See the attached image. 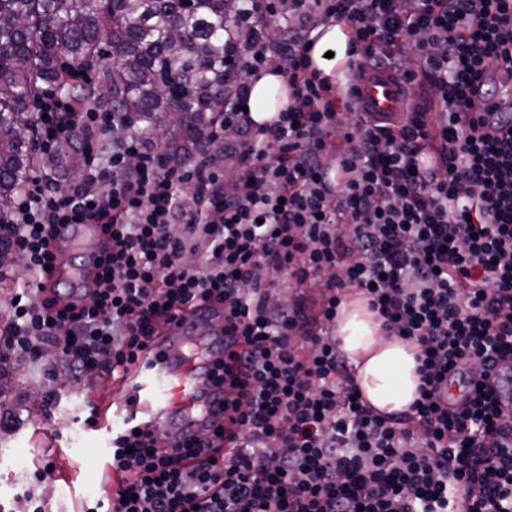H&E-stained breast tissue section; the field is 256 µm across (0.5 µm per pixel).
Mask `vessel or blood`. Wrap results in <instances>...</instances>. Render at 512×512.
<instances>
[{
	"label": "vessel or blood",
	"mask_w": 512,
	"mask_h": 512,
	"mask_svg": "<svg viewBox=\"0 0 512 512\" xmlns=\"http://www.w3.org/2000/svg\"><path fill=\"white\" fill-rule=\"evenodd\" d=\"M357 109L385 120L398 119L406 109L407 91L399 73L359 60L354 64ZM495 84L498 111L512 112V73L501 68L490 76ZM93 240V251L82 244ZM112 240L99 224H69L51 243L55 252H77V265L50 266L41 284L53 288L66 284L65 303L81 306L83 296L96 285L99 258L110 252ZM224 353V338L209 317L183 311L163 326L149 355L123 377L114 380L112 398L93 404L100 430L113 433L131 426H151L167 444H180L186 435L201 432L224 405L223 392L214 389L210 371L215 357Z\"/></svg>",
	"instance_id": "b4317fda"
}]
</instances>
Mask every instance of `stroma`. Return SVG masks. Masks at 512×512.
<instances>
[{"mask_svg":"<svg viewBox=\"0 0 512 512\" xmlns=\"http://www.w3.org/2000/svg\"><path fill=\"white\" fill-rule=\"evenodd\" d=\"M35 391H52L56 397L35 405ZM111 394V382L92 375L75 385L62 367L52 375L26 363L11 367L0 396V512H24L20 495L27 488L48 512H85L94 506L103 493L108 442L88 422L84 407ZM16 455L29 460L28 470L11 466ZM48 459L54 469H44Z\"/></svg>","mask_w":512,"mask_h":512,"instance_id":"1","label":"stroma"}]
</instances>
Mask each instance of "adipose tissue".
Segmentation results:
<instances>
[{
    "mask_svg": "<svg viewBox=\"0 0 512 512\" xmlns=\"http://www.w3.org/2000/svg\"><path fill=\"white\" fill-rule=\"evenodd\" d=\"M313 38L312 65L322 74L333 75L347 64L350 37L345 23L320 27ZM288 100V85L277 68L261 70L250 79L247 107L254 122L275 119ZM336 338L364 400L386 415L408 412L419 397L416 345L386 337L376 314L355 292L341 303Z\"/></svg>",
    "mask_w": 512,
    "mask_h": 512,
    "instance_id": "1",
    "label": "adipose tissue"
}]
</instances>
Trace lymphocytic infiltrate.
Instances as JSON below:
<instances>
[{
    "instance_id": "lymphocytic-infiltrate-1",
    "label": "lymphocytic infiltrate",
    "mask_w": 512,
    "mask_h": 512,
    "mask_svg": "<svg viewBox=\"0 0 512 512\" xmlns=\"http://www.w3.org/2000/svg\"><path fill=\"white\" fill-rule=\"evenodd\" d=\"M249 2L224 110L181 163L125 115L39 100L38 150L77 137L84 165L65 191L34 174L17 196L7 236L31 279L0 324V366L47 355L73 379H114L169 313L218 303L232 435L200 433L187 466L154 429L118 431L109 465L129 477L126 500L87 512H512V416L492 384L512 383V132L492 136L499 118L469 96L512 68V0H290L284 13ZM336 21L353 51L409 87L429 79L433 98L399 123L356 111L310 67L313 32ZM412 45L420 75L401 62ZM268 66L291 98L258 126L243 106ZM229 132L232 178L217 152ZM66 224H102L112 238L76 315L32 285L58 263L50 241ZM279 278L323 293L276 307ZM353 290L385 335L418 346L407 413L380 415L358 395L334 336Z\"/></svg>"
}]
</instances>
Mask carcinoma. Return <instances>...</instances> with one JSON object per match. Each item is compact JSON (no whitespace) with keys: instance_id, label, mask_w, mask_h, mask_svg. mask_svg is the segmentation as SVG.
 Segmentation results:
<instances>
[{"instance_id":"1","label":"carcinoma","mask_w":512,"mask_h":512,"mask_svg":"<svg viewBox=\"0 0 512 512\" xmlns=\"http://www.w3.org/2000/svg\"><path fill=\"white\" fill-rule=\"evenodd\" d=\"M246 15L247 0H0V227L37 169L31 102L52 92L80 107L106 101L149 131L166 122L177 157L224 111ZM73 158L65 142L42 165L64 171Z\"/></svg>"}]
</instances>
